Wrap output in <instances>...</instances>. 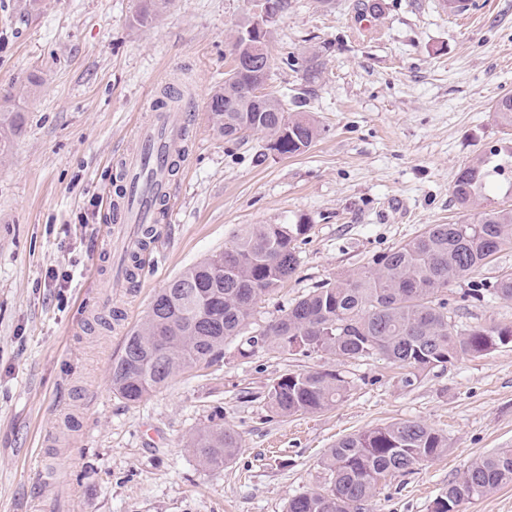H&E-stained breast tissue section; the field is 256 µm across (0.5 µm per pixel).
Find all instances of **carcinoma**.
<instances>
[{
    "label": "carcinoma",
    "mask_w": 512,
    "mask_h": 512,
    "mask_svg": "<svg viewBox=\"0 0 512 512\" xmlns=\"http://www.w3.org/2000/svg\"><path fill=\"white\" fill-rule=\"evenodd\" d=\"M172 0H139L134 22L149 26ZM253 88L248 73L216 90L208 111L214 131L228 140L248 132L267 138L278 155L307 151L321 135L316 120L291 112L268 91L262 105L245 112L224 111V98L243 99ZM497 124L512 127V93L492 106ZM24 115L12 96L0 97V155L10 152ZM512 170V140L494 144L458 172L451 194L462 212L478 208L492 177ZM309 224H248L224 250L192 265L155 296L150 310L127 334L112 364V391L137 402L168 379L219 356L224 342L242 333L263 297L291 278L300 264ZM512 245V206L486 209L472 220L430 224L407 242L367 263L365 270L314 288L259 334L245 340L241 356L269 350L283 356L314 353L350 359L387 360L404 369L401 382L413 385L427 370L465 357H478L512 343V326L460 330L448 315L444 293L459 285L461 302L512 301V272L492 281L474 274L505 246ZM350 381L326 370H287L264 396L280 417L320 412L351 391ZM187 448L205 468L231 463L240 438L231 428L204 427ZM448 452V437L427 424L405 420L350 434L325 453L326 488L288 500L286 512H368L378 483L411 473ZM512 483V448L474 459L463 477L433 502L448 512L460 502Z\"/></svg>",
    "instance_id": "obj_1"
}]
</instances>
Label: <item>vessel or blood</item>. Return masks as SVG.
<instances>
[{
	"instance_id": "obj_1",
	"label": "vessel or blood",
	"mask_w": 512,
	"mask_h": 512,
	"mask_svg": "<svg viewBox=\"0 0 512 512\" xmlns=\"http://www.w3.org/2000/svg\"><path fill=\"white\" fill-rule=\"evenodd\" d=\"M135 138L137 146L121 158L114 170V187L108 192L113 224L131 227L125 246L130 257L145 249L159 202L173 196L171 169L181 162L186 149V115L154 107L137 126Z\"/></svg>"
}]
</instances>
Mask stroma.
Masks as SVG:
<instances>
[{
	"instance_id": "35a3bbf8",
	"label": "stroma",
	"mask_w": 512,
	"mask_h": 512,
	"mask_svg": "<svg viewBox=\"0 0 512 512\" xmlns=\"http://www.w3.org/2000/svg\"><path fill=\"white\" fill-rule=\"evenodd\" d=\"M288 0L269 38L270 85L301 98L325 132L306 152L229 142L207 121L251 0H174L151 27L137 0H0V91L23 132L0 158V512H285L328 486L338 439L404 420L448 438L447 455L382 479L371 512H431L470 462L512 448V346L424 372L410 387L381 359L241 356L303 295L366 266L426 225L459 217L451 187L487 146L512 139L493 103L512 91V0ZM321 72L308 78L305 61ZM41 80L23 91L27 76ZM191 117L176 198L155 226L142 287L116 288L105 195L134 128L163 92ZM310 225L300 265L263 298L243 337L137 402L112 391V364L154 296L247 224ZM71 270L65 292L50 270ZM459 329L512 323V302L455 303ZM329 369L347 397L288 419L264 400L287 370ZM230 427L241 450L205 468L198 428Z\"/></svg>"
}]
</instances>
